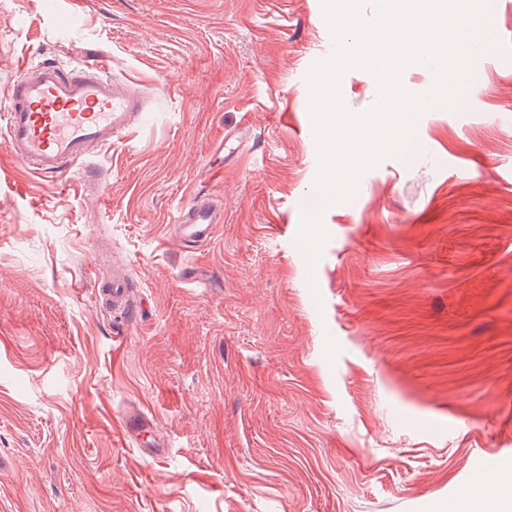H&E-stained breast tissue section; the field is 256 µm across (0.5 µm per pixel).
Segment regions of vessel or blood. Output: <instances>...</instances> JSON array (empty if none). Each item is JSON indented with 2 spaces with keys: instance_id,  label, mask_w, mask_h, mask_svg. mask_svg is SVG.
I'll use <instances>...</instances> for the list:
<instances>
[{
  "instance_id": "1",
  "label": "vessel or blood",
  "mask_w": 512,
  "mask_h": 512,
  "mask_svg": "<svg viewBox=\"0 0 512 512\" xmlns=\"http://www.w3.org/2000/svg\"><path fill=\"white\" fill-rule=\"evenodd\" d=\"M6 109L0 113L11 158L32 174L59 183L79 173L85 190L96 189L100 175L90 159L127 135L147 106L139 84L112 76L99 59L62 67L56 61L26 62L18 79L0 91ZM223 212L206 192L194 191L175 221V236L194 248L210 243ZM96 295L117 318L130 319L139 304L129 278L113 272ZM124 437L140 440L154 429L153 419L135 408L120 416Z\"/></svg>"
}]
</instances>
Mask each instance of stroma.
Returning <instances> with one entry per match:
<instances>
[{
  "label": "stroma",
  "mask_w": 512,
  "mask_h": 512,
  "mask_svg": "<svg viewBox=\"0 0 512 512\" xmlns=\"http://www.w3.org/2000/svg\"><path fill=\"white\" fill-rule=\"evenodd\" d=\"M489 3L462 105L328 204L322 0H84L74 26L68 0H0V89L89 53L152 85L93 154L97 191L0 149V512H434L479 449L512 475V0ZM340 89L353 113L378 97L358 68ZM199 187L224 221L187 253ZM116 264L144 305L119 327L95 295ZM132 405L155 424L137 444ZM123 435L135 441L140 440L145 433L154 429L153 419L143 410L135 408L123 412L120 415Z\"/></svg>",
  "instance_id": "obj_1"
}]
</instances>
